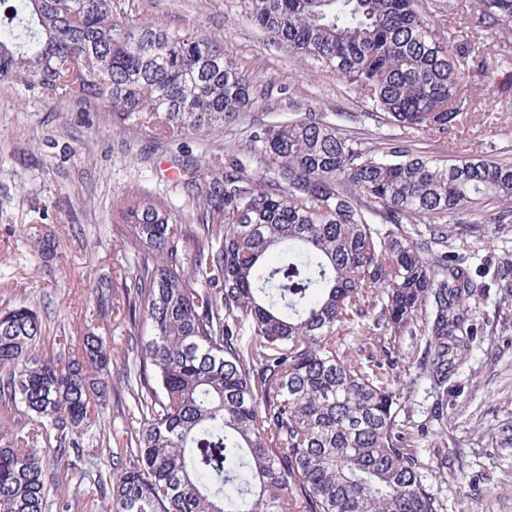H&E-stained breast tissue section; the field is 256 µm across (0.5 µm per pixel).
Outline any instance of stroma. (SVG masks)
<instances>
[{
    "label": "stroma",
    "instance_id": "obj_1",
    "mask_svg": "<svg viewBox=\"0 0 512 512\" xmlns=\"http://www.w3.org/2000/svg\"><path fill=\"white\" fill-rule=\"evenodd\" d=\"M129 25L149 20L200 39H219L226 56L254 83L259 106L220 135L157 144L144 129L113 135L95 105L43 97L15 85L0 88V304L38 307L46 335L79 340L94 326L112 347L128 345V319L120 298V242L130 233L116 212L119 194L147 191L174 208L188 202L183 166L232 146L244 148L253 123L296 112L342 114L341 125L363 130L365 148L393 136L418 140L430 156L464 160L475 155L512 158V103L493 93L492 79L469 91L468 118L445 135L387 124L370 102L319 61L289 51L249 18L248 0H112ZM56 237L45 257L36 230ZM487 284L471 313L477 328L470 354L448 385L440 422H429L434 397L427 380L400 392L399 419L414 441L426 483L442 512H512V224H486L451 241ZM112 309L90 316L102 297ZM395 348L400 368L417 370L420 336H372L360 345L348 327L336 348L361 363H384Z\"/></svg>",
    "mask_w": 512,
    "mask_h": 512
}]
</instances>
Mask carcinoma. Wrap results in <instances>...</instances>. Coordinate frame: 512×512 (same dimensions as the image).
Returning a JSON list of instances; mask_svg holds the SVG:
<instances>
[{"label":"carcinoma","instance_id":"carcinoma-1","mask_svg":"<svg viewBox=\"0 0 512 512\" xmlns=\"http://www.w3.org/2000/svg\"><path fill=\"white\" fill-rule=\"evenodd\" d=\"M420 2L249 0V16L390 125L446 134L488 69L512 97V60L467 36L441 42ZM466 24L512 50V0H475ZM15 83L100 105L112 132L139 126L160 143L220 134L257 107L218 40L131 27L112 0H0V86ZM255 152V169L205 156L188 210L123 198L130 347L87 332L48 354L36 308L0 309V402L13 411L0 421V512L79 508L42 449L75 471L92 429L112 457L94 481L107 512H439L398 420L401 378L338 354L336 331L424 336L421 373L448 385L485 285L448 253L445 218L512 224V163L441 161L395 137L368 151L316 112L256 129ZM118 362L135 415L114 443L103 405Z\"/></svg>","mask_w":512,"mask_h":512}]
</instances>
